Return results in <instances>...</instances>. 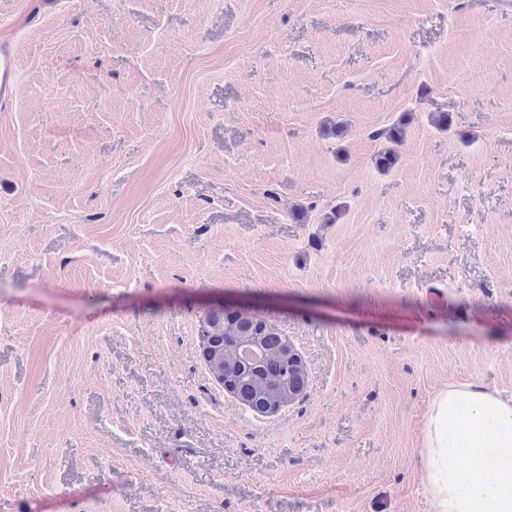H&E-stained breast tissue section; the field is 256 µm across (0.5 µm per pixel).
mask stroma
I'll list each match as a JSON object with an SVG mask.
<instances>
[{
    "instance_id": "obj_1",
    "label": "stroma",
    "mask_w": 512,
    "mask_h": 512,
    "mask_svg": "<svg viewBox=\"0 0 512 512\" xmlns=\"http://www.w3.org/2000/svg\"><path fill=\"white\" fill-rule=\"evenodd\" d=\"M0 39V512H434L435 395H512V6L0 0ZM226 301L303 358L276 413L204 361ZM20 81L19 56L15 47L7 42L0 43V104L1 112L16 94Z\"/></svg>"
}]
</instances>
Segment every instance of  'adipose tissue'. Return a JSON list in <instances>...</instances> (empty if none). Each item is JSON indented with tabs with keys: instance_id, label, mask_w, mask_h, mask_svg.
<instances>
[{
	"instance_id": "1",
	"label": "adipose tissue",
	"mask_w": 512,
	"mask_h": 512,
	"mask_svg": "<svg viewBox=\"0 0 512 512\" xmlns=\"http://www.w3.org/2000/svg\"><path fill=\"white\" fill-rule=\"evenodd\" d=\"M421 454L434 512H512V397L475 382L441 390Z\"/></svg>"
}]
</instances>
